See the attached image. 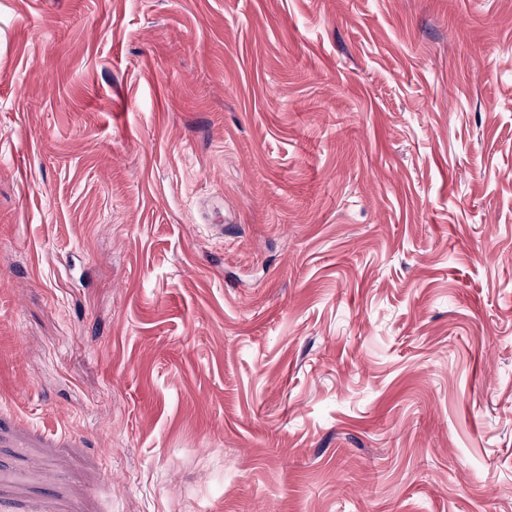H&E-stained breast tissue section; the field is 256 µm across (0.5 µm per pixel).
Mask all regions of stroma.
<instances>
[{
	"instance_id": "1",
	"label": "stroma",
	"mask_w": 512,
	"mask_h": 512,
	"mask_svg": "<svg viewBox=\"0 0 512 512\" xmlns=\"http://www.w3.org/2000/svg\"><path fill=\"white\" fill-rule=\"evenodd\" d=\"M0 512H512V0H0Z\"/></svg>"
}]
</instances>
